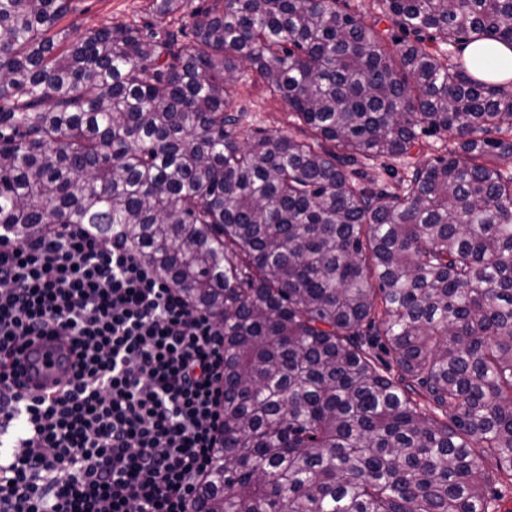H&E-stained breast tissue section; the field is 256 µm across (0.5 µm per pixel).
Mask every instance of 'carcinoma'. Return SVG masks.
Wrapping results in <instances>:
<instances>
[{
  "instance_id": "carcinoma-1",
  "label": "carcinoma",
  "mask_w": 512,
  "mask_h": 512,
  "mask_svg": "<svg viewBox=\"0 0 512 512\" xmlns=\"http://www.w3.org/2000/svg\"><path fill=\"white\" fill-rule=\"evenodd\" d=\"M214 0L190 31L56 29L0 0V225L91 224L224 326V430L189 512H495L512 478V0ZM165 17L182 0H153ZM309 136L243 140L236 73ZM456 146L394 190L358 158ZM493 460L497 469H487ZM381 0H351L353 6H355L358 12L364 13L367 20L373 21L374 19L380 20L378 28L380 30H386L389 37H393L396 40L404 37L403 33L397 26L392 24L391 19L388 18L385 13L380 9ZM487 51L490 54L482 60L493 58L496 61V68L491 71L482 69L476 73L473 72V74L487 82L509 85L512 81V48L493 40H481L468 44L464 50V55L468 58H474Z\"/></svg>"
}]
</instances>
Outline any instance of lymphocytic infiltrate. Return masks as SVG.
<instances>
[{
  "mask_svg": "<svg viewBox=\"0 0 512 512\" xmlns=\"http://www.w3.org/2000/svg\"><path fill=\"white\" fill-rule=\"evenodd\" d=\"M76 355L64 392H28L14 355ZM224 423V327L120 235L0 230V512H187Z\"/></svg>",
  "mask_w": 512,
  "mask_h": 512,
  "instance_id": "1",
  "label": "lymphocytic infiltrate"
}]
</instances>
